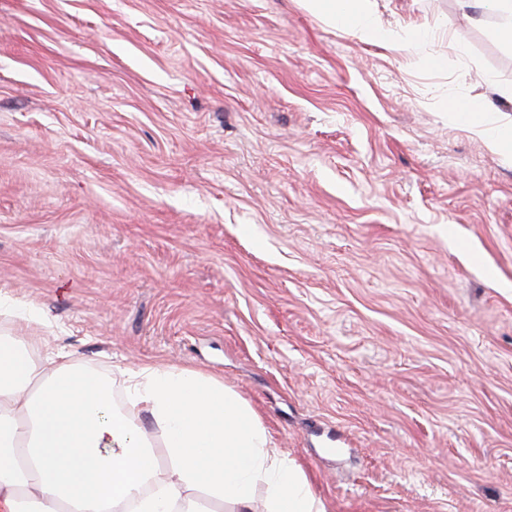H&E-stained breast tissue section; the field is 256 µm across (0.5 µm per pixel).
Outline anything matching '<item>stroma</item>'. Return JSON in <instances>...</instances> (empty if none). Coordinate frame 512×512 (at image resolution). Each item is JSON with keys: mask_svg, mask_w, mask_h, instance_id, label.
Returning <instances> with one entry per match:
<instances>
[{"mask_svg": "<svg viewBox=\"0 0 512 512\" xmlns=\"http://www.w3.org/2000/svg\"><path fill=\"white\" fill-rule=\"evenodd\" d=\"M377 9L0 0V298L222 380L325 512H512V163L450 107L512 124V47L496 0ZM308 12L328 26L352 31L369 43H385L390 32L380 23L375 0H303Z\"/></svg>", "mask_w": 512, "mask_h": 512, "instance_id": "1", "label": "stroma"}]
</instances>
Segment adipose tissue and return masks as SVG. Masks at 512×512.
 <instances>
[{"instance_id": "ef3b65f1", "label": "adipose tissue", "mask_w": 512, "mask_h": 512, "mask_svg": "<svg viewBox=\"0 0 512 512\" xmlns=\"http://www.w3.org/2000/svg\"><path fill=\"white\" fill-rule=\"evenodd\" d=\"M327 25L369 43L390 37L375 0H304ZM462 118L512 160V127L485 121L470 99ZM114 380L64 354L34 359L0 334V512H325L295 462L274 448L248 404L223 381L150 365Z\"/></svg>"}]
</instances>
